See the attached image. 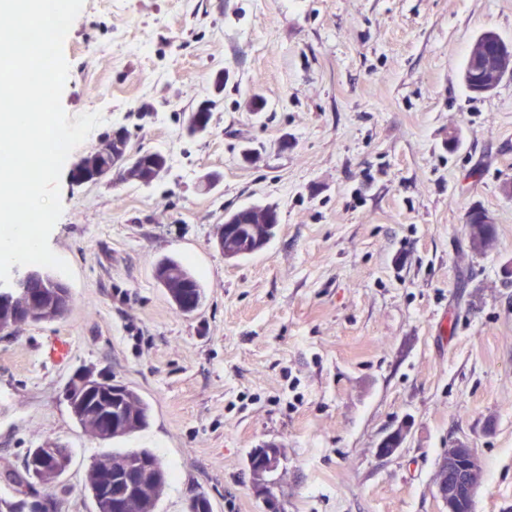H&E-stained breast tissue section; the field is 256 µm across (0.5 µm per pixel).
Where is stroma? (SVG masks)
I'll list each match as a JSON object with an SVG mask.
<instances>
[{
  "instance_id": "1",
  "label": "stroma",
  "mask_w": 512,
  "mask_h": 512,
  "mask_svg": "<svg viewBox=\"0 0 512 512\" xmlns=\"http://www.w3.org/2000/svg\"><path fill=\"white\" fill-rule=\"evenodd\" d=\"M487 30L512 43V0H85L62 106L105 121L74 156L122 127L170 168L148 187L62 171L49 245L70 309L0 333V468L69 448L57 512H95L93 459L147 448L171 472L157 512L199 491L266 512L246 458L275 443L280 512H444L433 475L462 443L484 468L473 512H512V76L483 98L462 80ZM219 74L208 131L187 135ZM264 205L273 237L225 259V213ZM474 208L496 220L482 254ZM164 257L205 288L192 315L154 278ZM84 368L138 390L149 427L85 431L65 399ZM480 210L474 209L468 213L466 235L469 246L473 251L485 252L493 246L496 238L495 220L488 212L480 215L482 224H478L476 214Z\"/></svg>"
}]
</instances>
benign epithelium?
<instances>
[{
  "label": "benign epithelium",
  "instance_id": "benign-epithelium-1",
  "mask_svg": "<svg viewBox=\"0 0 512 512\" xmlns=\"http://www.w3.org/2000/svg\"><path fill=\"white\" fill-rule=\"evenodd\" d=\"M469 62L474 77L467 79L471 90L479 94L493 92L505 76L512 75V44L504 42L498 35L480 34L473 42ZM102 159L91 182L104 180L114 174H123L127 181L142 183L155 181L162 175L158 167L148 171L142 165V156L124 147L116 150L105 143L100 148ZM238 217L227 212L221 225L217 243L224 248V235L238 233ZM10 310L35 305L37 298L19 296L18 281L0 289V303ZM122 385L94 374L90 370L77 373L70 381L66 397L71 409L81 415L93 418L97 428L107 433L120 432L125 427L124 398ZM285 454L284 449L253 448L247 463L252 476L255 492L263 497L268 512H277V506L269 489V476L278 470ZM66 460L59 448L45 444L31 458L27 473L30 484L49 487L62 474ZM158 478L157 467L148 460L139 459L116 470L107 467L99 474L94 501L96 512H129L131 503L143 496L146 485ZM483 479V465L480 457L465 444L447 448L441 455L434 481L438 498L446 512H459V506L473 499Z\"/></svg>",
  "mask_w": 512,
  "mask_h": 512
}]
</instances>
